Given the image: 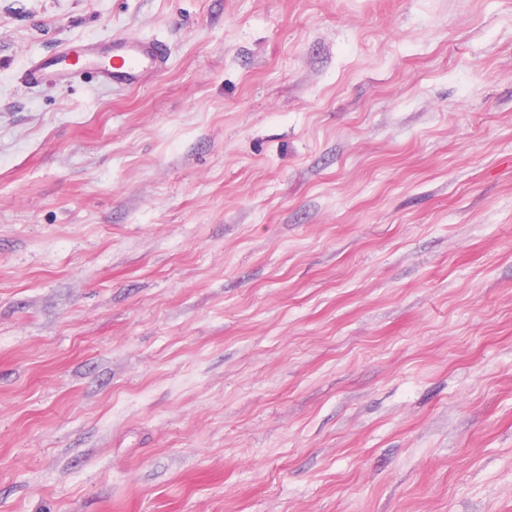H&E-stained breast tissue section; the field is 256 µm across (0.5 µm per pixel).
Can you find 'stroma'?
Here are the masks:
<instances>
[{
	"mask_svg": "<svg viewBox=\"0 0 512 512\" xmlns=\"http://www.w3.org/2000/svg\"><path fill=\"white\" fill-rule=\"evenodd\" d=\"M0 512H512V0H0ZM63 53L33 61L25 72V82L42 85L46 81L68 83L76 73L94 69L100 79L112 86L133 87L144 77L158 72L166 59V47L156 41L123 36L112 39V45H83L74 56Z\"/></svg>",
	"mask_w": 512,
	"mask_h": 512,
	"instance_id": "obj_1",
	"label": "stroma"
}]
</instances>
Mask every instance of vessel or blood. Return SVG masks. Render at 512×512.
Wrapping results in <instances>:
<instances>
[{
  "label": "vessel or blood",
  "mask_w": 512,
  "mask_h": 512,
  "mask_svg": "<svg viewBox=\"0 0 512 512\" xmlns=\"http://www.w3.org/2000/svg\"><path fill=\"white\" fill-rule=\"evenodd\" d=\"M166 59L164 44L139 37L123 36L111 46H82L79 54L63 52L33 61L25 72V81L40 85L48 81L70 82L76 73L91 68L100 79L120 87L138 85L147 75L158 72Z\"/></svg>",
  "instance_id": "vessel-or-blood-1"
}]
</instances>
